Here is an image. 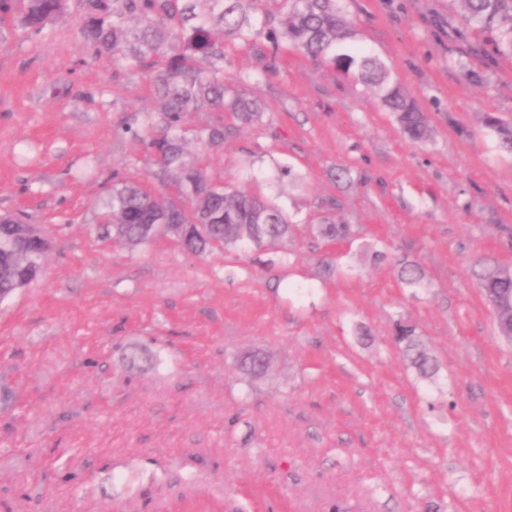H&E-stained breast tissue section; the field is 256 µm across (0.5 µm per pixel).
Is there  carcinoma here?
<instances>
[{
    "label": "carcinoma",
    "mask_w": 512,
    "mask_h": 512,
    "mask_svg": "<svg viewBox=\"0 0 512 512\" xmlns=\"http://www.w3.org/2000/svg\"><path fill=\"white\" fill-rule=\"evenodd\" d=\"M255 0H86L85 39L95 56L113 64L148 71L156 96V113L145 115L144 135L157 166L159 182L178 192L163 198L128 180L115 179L100 221L112 225L115 239L146 246L159 236H172L195 254L207 249L244 253L272 248L288 239L296 224L270 197L250 189L258 180L249 170L244 186L228 190L208 179L201 160L186 153L187 116L192 112L235 113L244 125L258 120L261 106L224 85V43H249L258 34L253 15ZM467 30L491 35L497 55H512V0H457ZM21 25L39 33L63 18L68 0H20ZM355 30L344 0H282L278 25L266 30L265 57L275 64L281 41L316 61L328 63L345 78L374 92L404 133L416 143L431 136V125L414 97L379 56L354 46ZM487 124L501 147L512 152V123L493 115ZM207 147L224 143V125L211 123L196 131ZM310 236L345 240L348 224L327 218L307 225ZM48 241L32 225L14 215L0 216V300L27 287L38 275ZM473 275L495 316L497 335L512 343V268L482 260ZM400 280L418 288L422 277L416 265L404 262ZM397 340L405 344L419 377L430 378L436 366L416 336L415 327L396 322ZM243 368L262 373L267 360L260 351L240 357Z\"/></svg>",
    "instance_id": "cac0c4a2"
}]
</instances>
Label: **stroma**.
I'll use <instances>...</instances> for the list:
<instances>
[{"label":"stroma","mask_w":512,"mask_h":512,"mask_svg":"<svg viewBox=\"0 0 512 512\" xmlns=\"http://www.w3.org/2000/svg\"><path fill=\"white\" fill-rule=\"evenodd\" d=\"M346 9L433 134L412 143L372 92L289 46L268 71L265 38L226 44V85L264 110L248 127L191 114L225 139L190 153L228 187L254 167L298 218L283 251L239 256L115 240L109 178L159 186L136 136L157 106L147 72L92 56L79 0L37 34L0 22V215L50 241L0 303V512H512V345L470 274L512 267V154L486 125L512 122V58L470 54L489 37L456 0ZM327 215L355 236L311 240ZM403 260L423 287L401 283ZM255 349L260 377L236 365ZM397 340L405 344V351L410 354L412 366L420 378H431L436 370L433 359L426 353L422 342L416 336L415 327L396 321Z\"/></svg>","instance_id":"stroma-1"}]
</instances>
